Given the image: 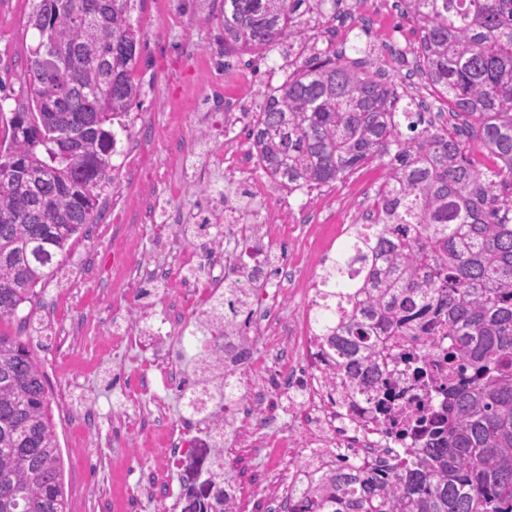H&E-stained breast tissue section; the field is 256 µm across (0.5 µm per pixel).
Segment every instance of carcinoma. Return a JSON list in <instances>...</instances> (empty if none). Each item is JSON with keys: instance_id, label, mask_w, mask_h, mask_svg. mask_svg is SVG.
Segmentation results:
<instances>
[{"instance_id": "1", "label": "carcinoma", "mask_w": 512, "mask_h": 512, "mask_svg": "<svg viewBox=\"0 0 512 512\" xmlns=\"http://www.w3.org/2000/svg\"><path fill=\"white\" fill-rule=\"evenodd\" d=\"M136 0H38L39 32L19 75L25 106L0 144V323L18 318L91 223L133 77ZM310 0H220L219 44L264 59L302 40ZM419 31V71L466 116L495 159L482 171L461 138L400 106L375 63L328 49L266 94L249 139L288 192L328 186L380 161L370 232L322 277L336 299L319 336L347 376L376 380L385 336L448 337V416L381 476L341 465L300 512H512V0H403ZM408 121L412 135L401 131ZM463 364L471 371L453 383ZM0 512H67L45 379L28 344L0 333Z\"/></svg>"}]
</instances>
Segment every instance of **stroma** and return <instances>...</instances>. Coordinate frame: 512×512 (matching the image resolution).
<instances>
[{
    "label": "stroma",
    "instance_id": "35a3bbf8",
    "mask_svg": "<svg viewBox=\"0 0 512 512\" xmlns=\"http://www.w3.org/2000/svg\"><path fill=\"white\" fill-rule=\"evenodd\" d=\"M397 2L343 0V8L352 9L356 17L342 22L335 19L331 0H322L303 17L304 40H282L255 68L249 65V55L235 57V71L244 81L227 89L226 95L242 118L229 131L224 128L223 114H205L199 109L201 97L224 82L222 56L214 39L217 24L212 0H143L133 11L132 18L144 33L136 70L142 94L124 119L129 137L118 144L112 158L119 188L102 190L94 223L85 227L58 272L26 306L29 324L16 320L0 324L1 333L28 339L54 399L69 512H117V486L125 480L137 484L150 471L146 463L136 465L131 475L114 465L116 456L132 455L133 450L125 431L114 423L113 410L129 392L130 376L140 373L151 353L134 343L107 355L100 339L124 323L134 307L133 298L123 293L124 269L155 256L154 211L196 212L204 188H224L232 170L210 165L205 181L184 186L174 196L156 180V173L173 171L181 160H196L203 150L221 151L229 141L240 166L250 169L254 179L265 181L262 169L253 165L249 116L259 111L266 90L281 85L309 54L328 47L359 50L386 70L388 79L403 92L405 103L428 104L427 118L439 125L448 123L445 98L416 69L414 23L404 17ZM30 11V0H0V83L12 91L9 98L0 100V140L9 138L8 121L23 102L17 77L28 63L31 45L37 42L36 32L27 27ZM202 131L209 137L204 147L196 143ZM386 175L385 166L374 163L309 193L291 194L274 183L261 197L239 198L238 205L245 212L289 225L278 248L305 278L314 272L318 260L312 225H344L335 243L336 248H344L353 237L352 224L370 208ZM76 319L85 323L78 351L61 353L56 339L40 335L41 329ZM254 354L257 367L251 381L268 423L258 426L243 414L237 424L243 434L261 439L289 419L272 381L273 370L284 362L299 364L301 356L298 350L278 348L271 339L259 341ZM88 406L98 414V425L92 431L78 426ZM256 454V449L243 443L230 451L239 508L241 512H282L281 502L269 497L265 488L274 477L287 481L303 457L285 455L263 466Z\"/></svg>",
    "mask_w": 512,
    "mask_h": 512
}]
</instances>
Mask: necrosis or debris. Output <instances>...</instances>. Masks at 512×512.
<instances>
[{
  "label": "necrosis or debris",
  "instance_id": "4bbe7bcc",
  "mask_svg": "<svg viewBox=\"0 0 512 512\" xmlns=\"http://www.w3.org/2000/svg\"><path fill=\"white\" fill-rule=\"evenodd\" d=\"M230 205L195 213L185 223L166 229L160 244L175 254L187 267H201V277L182 280L168 286L163 293L147 292V282L156 280L155 271L143 269L130 283L135 299V315L124 326L115 329L104 340L109 351H118L131 342L150 346L160 343L154 358L160 369L162 389H169L183 372L177 354L166 341L184 321L201 322L220 288L229 282L250 289L252 302L246 315H239L234 303L224 304L218 329L208 336L192 384L183 395L184 414L169 418L164 402H156L161 433L152 438L149 448H142L147 436L138 405L122 406L114 415L129 435L133 446L141 447L144 457L153 461L151 478L142 492L151 498L165 500L173 470L186 463L204 459L208 477L224 473V451L238 438L234 414L257 415L260 399L250 383L256 366L247 351L251 341L262 337L276 338L284 347H298L307 369L304 382H296L287 366L275 371L278 389L288 402H299L303 420L257 441L259 455L268 449L307 450L308 462L295 469L289 484L271 481L266 491L272 498L287 497L289 505L299 502L298 489L317 488L320 478L349 456L354 471L377 466L379 461H394L407 450L424 447L423 433L408 427L407 411L421 409L430 414L445 413L448 406V364L445 354L447 339H439L438 347L427 356V376L415 378L407 370L405 355L422 351V337L402 336L396 356L379 363L383 385L392 392L386 402H379L374 392L345 390L336 356L324 347L314 329L297 334L292 322L279 313L282 273L288 265L285 257L273 248L281 234L277 224H240L227 220ZM206 224L202 243L189 240L190 231ZM233 386L237 396L229 412H216L193 418L189 409L221 402L225 386Z\"/></svg>",
  "mask_w": 512,
  "mask_h": 512
}]
</instances>
